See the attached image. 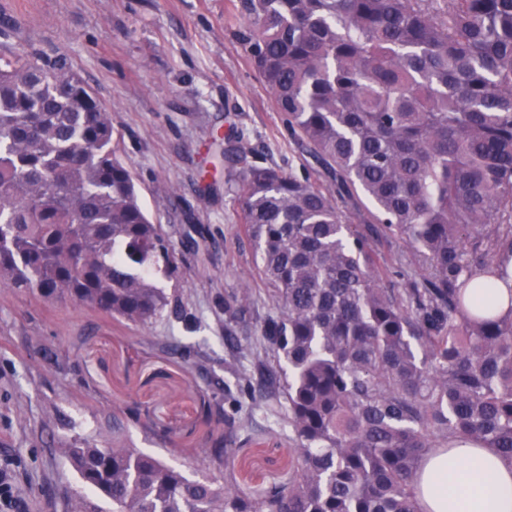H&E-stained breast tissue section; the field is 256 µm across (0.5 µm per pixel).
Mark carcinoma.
Instances as JSON below:
<instances>
[{
    "mask_svg": "<svg viewBox=\"0 0 512 512\" xmlns=\"http://www.w3.org/2000/svg\"><path fill=\"white\" fill-rule=\"evenodd\" d=\"M246 50L329 186L248 161L235 193L279 315L234 368L300 469L242 492L118 439L61 454L112 512H419L433 449L512 465V0H243ZM395 236L377 261L361 225ZM424 270L420 277L405 266ZM174 248L112 150V114L63 57L0 56V286L148 325ZM249 414L224 410L217 471Z\"/></svg>",
    "mask_w": 512,
    "mask_h": 512,
    "instance_id": "cac0c4a2",
    "label": "carcinoma"
}]
</instances>
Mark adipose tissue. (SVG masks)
Wrapping results in <instances>:
<instances>
[{
    "instance_id": "ef3b65f1",
    "label": "adipose tissue",
    "mask_w": 512,
    "mask_h": 512,
    "mask_svg": "<svg viewBox=\"0 0 512 512\" xmlns=\"http://www.w3.org/2000/svg\"><path fill=\"white\" fill-rule=\"evenodd\" d=\"M472 478L482 485L479 494L449 498V486ZM416 492L420 512H512V467L491 449L462 444L423 461Z\"/></svg>"
}]
</instances>
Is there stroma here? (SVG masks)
Masks as SVG:
<instances>
[{
    "instance_id": "1",
    "label": "stroma",
    "mask_w": 512,
    "mask_h": 512,
    "mask_svg": "<svg viewBox=\"0 0 512 512\" xmlns=\"http://www.w3.org/2000/svg\"><path fill=\"white\" fill-rule=\"evenodd\" d=\"M241 0H0V55L66 57L112 113V148L130 169L178 269L170 299L139 326L70 300L0 288V512H88L112 505L86 488L60 449L120 434L192 479L210 475L203 406H224L232 362L263 347L274 293L239 222L240 168L256 163L320 186L319 164L288 133L242 41ZM250 288L234 319L226 301ZM297 467L278 413L255 411L230 468L251 492Z\"/></svg>"
}]
</instances>
